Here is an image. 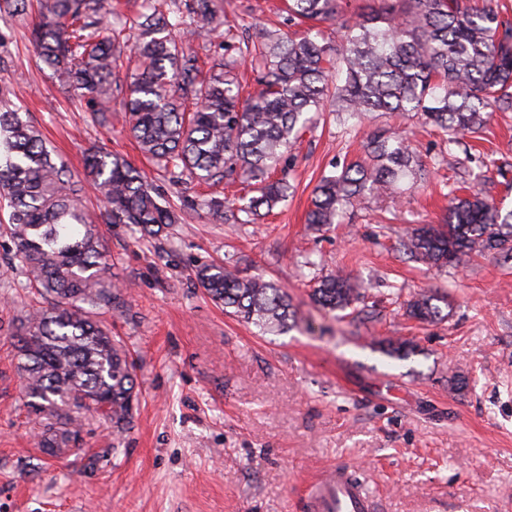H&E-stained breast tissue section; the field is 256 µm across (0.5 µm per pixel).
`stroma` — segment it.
Here are the masks:
<instances>
[{
	"label": "stroma",
	"mask_w": 512,
	"mask_h": 512,
	"mask_svg": "<svg viewBox=\"0 0 512 512\" xmlns=\"http://www.w3.org/2000/svg\"><path fill=\"white\" fill-rule=\"evenodd\" d=\"M229 23L287 29L282 0H223ZM33 15L0 23V85L41 126L72 175L105 146L147 169L179 223L144 237L108 224L93 193L112 283L124 304L104 311L136 361L138 403L129 429L81 413L75 453L38 449L42 417L29 412L9 336L30 309L23 276L0 238V512H307L303 488L324 468L353 466L382 512H512V260L493 253L437 269L406 254L421 224L441 223L448 188L485 173L483 193L512 209V112L478 137L449 145L417 119L372 114L350 128L322 113L295 145L287 202L253 224L187 208L210 189L172 184L151 169L121 98L108 126L40 62ZM406 131L424 167L418 188L362 197L343 223L305 222L311 194L333 165L355 159L370 129ZM220 261L283 288L296 327L261 335L225 314L198 284ZM343 271L360 298L330 313L311 298L315 278ZM447 303L443 320L407 313L417 294ZM402 338L413 352L382 351Z\"/></svg>",
	"instance_id": "obj_1"
}]
</instances>
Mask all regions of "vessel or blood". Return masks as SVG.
I'll return each mask as SVG.
<instances>
[{
	"mask_svg": "<svg viewBox=\"0 0 512 512\" xmlns=\"http://www.w3.org/2000/svg\"><path fill=\"white\" fill-rule=\"evenodd\" d=\"M310 512H378L379 505L363 484L351 478L346 467L324 470L308 489Z\"/></svg>",
	"mask_w": 512,
	"mask_h": 512,
	"instance_id": "vessel-or-blood-1",
	"label": "vessel or blood"
}]
</instances>
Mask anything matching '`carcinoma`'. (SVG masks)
<instances>
[{"mask_svg":"<svg viewBox=\"0 0 512 512\" xmlns=\"http://www.w3.org/2000/svg\"><path fill=\"white\" fill-rule=\"evenodd\" d=\"M368 0L345 17L344 0H286L287 32L260 30L253 47L260 63L257 88L242 96L233 64L214 61L203 72L182 43L192 36L223 35L220 0H193L189 20L170 22L148 8L135 19L134 40H121L109 0H40L32 31L37 57L59 83L85 103L92 118L109 120L114 92L124 93L131 133L140 151L174 184L240 182L245 194L211 197L252 223L287 200L283 177L288 149L325 109L342 121L372 112L415 116L458 144L478 133L492 112H512V20L487 0ZM29 0H0V21L26 13ZM342 22L338 43L319 26ZM133 54L135 72L120 79L122 58ZM365 157L323 176L314 189L307 223L317 230L341 222L363 195L397 194L420 179L406 135L375 129ZM93 187L108 224H131L155 236L178 215L147 173L103 147L86 156L76 180L47 147L30 118L8 104L0 87V200L9 209L0 237L11 243L24 288L43 305L19 320L12 335L24 373L28 406L45 418L40 448L56 458L77 436L72 412L96 413L123 432L137 401L135 364L98 318L121 303L97 225L82 208ZM445 222L412 230L405 248L426 265L447 267L473 252L494 250L512 258V211L474 192L448 193ZM199 285L230 314L265 334L297 324L288 295L259 276L227 264L196 272ZM355 289L341 273L323 278L313 300L333 312L348 308ZM432 295L408 304L421 322L444 318Z\"/></svg>","mask_w":512,"mask_h":512,"instance_id":"cac0c4a2","label":"carcinoma"}]
</instances>
